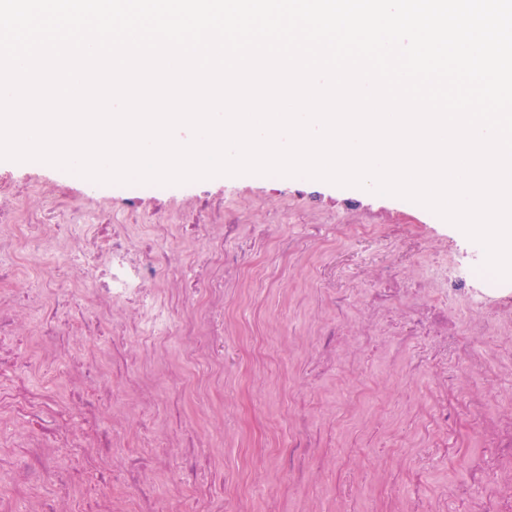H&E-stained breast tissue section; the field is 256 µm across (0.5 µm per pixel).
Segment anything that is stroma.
<instances>
[{
    "mask_svg": "<svg viewBox=\"0 0 512 512\" xmlns=\"http://www.w3.org/2000/svg\"><path fill=\"white\" fill-rule=\"evenodd\" d=\"M0 176L28 184L30 207L58 185L93 205L110 197L108 185L43 162L0 160ZM199 197L223 200L225 223L240 225L244 237L277 224L300 250L298 261L270 270L265 255L277 243L260 241L254 287L224 282V316L234 325L224 340L223 372L210 389L222 401L224 415L203 429L213 464L248 477L242 512H336L338 477L346 470L361 474L350 492L355 512H379L390 492L407 496L405 473L421 450L417 429L435 404L437 370L409 378L394 362V337L382 335L373 347L357 348L355 358L317 378L311 372L312 345L337 315H344L347 331L356 330L361 285L377 270L390 265L395 273L414 277L431 261L433 245L447 246L453 255L476 250V242L412 201L306 177L215 176L146 194L142 206L163 215ZM341 224H374L379 232L373 238L348 237L338 233ZM401 238L417 242L420 251L413 262L396 266L389 243ZM183 350L181 342L168 344L157 370L142 374L141 397L165 394L164 372L197 375ZM477 351L484 375L464 374L458 360L448 362L449 374L459 378V394L482 386L512 398V359L493 347ZM299 410L315 430L330 435L328 453L336 461L309 494L289 483L288 459L273 450L287 441ZM385 443L395 445V453H383Z\"/></svg>",
    "mask_w": 512,
    "mask_h": 512,
    "instance_id": "obj_1",
    "label": "stroma"
}]
</instances>
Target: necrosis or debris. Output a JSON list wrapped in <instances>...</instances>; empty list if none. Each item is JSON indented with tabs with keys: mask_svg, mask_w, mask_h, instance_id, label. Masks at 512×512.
Returning a JSON list of instances; mask_svg holds the SVG:
<instances>
[{
	"mask_svg": "<svg viewBox=\"0 0 512 512\" xmlns=\"http://www.w3.org/2000/svg\"><path fill=\"white\" fill-rule=\"evenodd\" d=\"M155 184H117L124 201L89 206L63 188L45 191L40 202L21 210L19 185L0 179V412L26 425L24 444L14 457L1 458L15 483L28 486V512H186L184 500L220 499L224 512H240L238 494H225L221 474L205 472L191 444L177 438L181 422L141 439L143 404L122 410L148 359L169 337L203 334L205 359L224 362V276L245 277L252 256L246 247L225 251L239 227L224 221L223 204L210 200L178 209L159 222L140 208V195ZM200 240L190 254L170 242L171 227ZM431 280L378 277L365 285L358 342L390 327L400 345L417 343L420 353L407 367L416 375L456 356L471 363L475 343L496 346L512 332V298L505 283L485 271L484 261L459 255L436 258ZM460 298L466 326L448 322L449 297ZM88 342L108 347L106 360L84 352ZM69 365L70 391L58 397L50 385L59 362ZM39 370L42 384L30 380ZM444 438L429 440L419 467L407 481L415 488L398 512H429L420 488L422 469L446 459H463L465 478L449 486L450 498L470 512H512V404L485 390L443 411ZM285 447L294 456V482L308 486V449L320 440L306 418ZM478 431L481 447L464 456L460 429ZM178 457L171 481L179 498L158 504L148 479L155 449ZM97 480L80 496L72 491L84 471Z\"/></svg>",
	"mask_w": 512,
	"mask_h": 512,
	"instance_id": "obj_1",
	"label": "necrosis or debris"
}]
</instances>
